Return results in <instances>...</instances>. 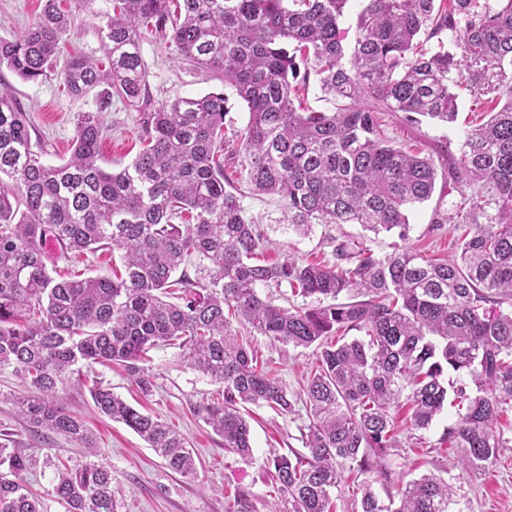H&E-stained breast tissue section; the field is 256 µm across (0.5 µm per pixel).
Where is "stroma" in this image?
I'll use <instances>...</instances> for the list:
<instances>
[{
	"mask_svg": "<svg viewBox=\"0 0 512 512\" xmlns=\"http://www.w3.org/2000/svg\"><path fill=\"white\" fill-rule=\"evenodd\" d=\"M45 0H0V40H11L23 32L41 14ZM60 6L73 10V21L65 37L63 55L46 76L36 81L20 79L7 67H0V86L9 89L27 112L32 127L33 143L44 150L47 163L59 165L69 159L76 135L77 119L86 112L97 113L105 128L99 145L101 165L119 170L132 162L142 144V126L138 107L108 95L106 87L92 89L81 98L63 89L66 58L79 54L101 57L102 21L93 10L74 11L72 0H60ZM147 71L148 101L159 106L177 97L198 96L210 92L224 93L228 114L224 121V173L233 187L240 189V202L247 216L253 217L264 232L261 260L273 263L288 259L334 262V248L342 241H355L383 257L393 252L395 244L428 255H454L467 227L463 224H436L435 212H450L451 204L460 197L458 188L437 183L431 199L409 215L410 233L406 240L390 234L374 235L357 224H317L309 235L295 233L283 222L280 198L252 192L248 184V162L234 144L240 130L248 122V111L233 87L223 79L176 55L167 43L147 37L142 45ZM468 91L460 93L458 119L447 124L423 120L419 126L407 123L402 113L385 112L380 116L385 134L421 155L432 157L437 168L446 165L440 147L458 141L468 128ZM119 249L94 253H68L56 261L54 277H108L123 274ZM257 347L268 370L290 390H299L314 360L312 349L294 348L261 336ZM149 368L155 377L150 396L138 398L125 372L116 365L94 366L92 375L111 384L113 392L128 402H141L145 412L158 416L186 438L193 449L197 470L182 476L168 469L146 443L125 425L102 417L93 406L87 387L77 380L66 382L63 397L67 408L81 416L92 439V448L68 441L60 436L31 435L10 401L21 392L22 382L11 371L0 372V433L8 439L25 443L41 458L35 472L26 482L39 493L48 512H62L51 495L54 465L57 459L81 462L87 456L112 469V486L122 503L121 512H225L226 490L243 487L256 498L258 512H287L288 503L271 482L268 458L273 453L293 448L303 450L304 427L308 422L304 407L294 415L284 416L269 407L248 406L247 419L252 434L253 458L246 461L224 448L202 418V408L216 400L222 387L182 361L178 349L160 346L149 353ZM456 419L455 406H445L430 430H414L408 409H400L396 422L397 448L391 449L386 466L393 484H401L422 474L446 472L454 490L460 512H512V455H506L490 474L475 477L458 469H449L451 448L442 443L446 428Z\"/></svg>",
	"mask_w": 512,
	"mask_h": 512,
	"instance_id": "1",
	"label": "stroma"
}]
</instances>
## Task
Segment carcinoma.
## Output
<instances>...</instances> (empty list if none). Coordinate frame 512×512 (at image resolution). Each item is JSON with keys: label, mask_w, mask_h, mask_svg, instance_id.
<instances>
[{"label": "carcinoma", "mask_w": 512, "mask_h": 512, "mask_svg": "<svg viewBox=\"0 0 512 512\" xmlns=\"http://www.w3.org/2000/svg\"><path fill=\"white\" fill-rule=\"evenodd\" d=\"M46 0L20 36L0 40V66L36 81L56 61L71 22ZM100 13L103 60L75 55L66 92L81 97L107 84L132 106L146 98L141 45L158 37L181 57L222 73L249 117L237 150L258 193L283 201L287 224H360L376 235L410 230L408 215L431 197V158L384 136L379 114L405 120L458 116L450 74L465 69L478 123L448 154V183L475 189L435 224H471L458 254L410 250L376 257L346 243L333 265L254 262L260 225L224 190V93L177 97L143 109L145 147L118 172L98 164L104 128L78 119L70 158L43 161L30 121L0 90V370L25 384L11 401L35 431L92 447L59 384L73 366H121L144 395L142 365L159 345L223 385L203 407L224 449L247 459L251 429L241 407L288 416L297 398L258 366L253 340L265 336L316 350L306 376L305 451L271 460L272 482L291 512H336L349 494L355 512H452L448 480L432 472L383 501L391 482L381 463L397 447L392 409L409 404L410 424L427 431L448 403L456 420L441 441L452 467L483 475L512 448L500 416L512 410V0H366L354 47L344 51L340 20L349 0H110ZM437 39V48L428 46ZM343 101L334 112H303L310 75ZM83 253L123 251L124 275L57 279L47 243ZM212 264L206 285L180 267ZM179 277H174V274ZM287 284L315 305L283 308L257 288ZM328 304H323V300ZM351 331L363 337L347 338ZM97 412L132 430L170 470L191 476L194 452L166 423L94 382ZM39 459L21 443L0 442V512H47L24 483ZM54 497L66 512H119L112 469L91 459L56 464ZM225 512H257L244 488Z\"/></svg>", "instance_id": "1"}]
</instances>
